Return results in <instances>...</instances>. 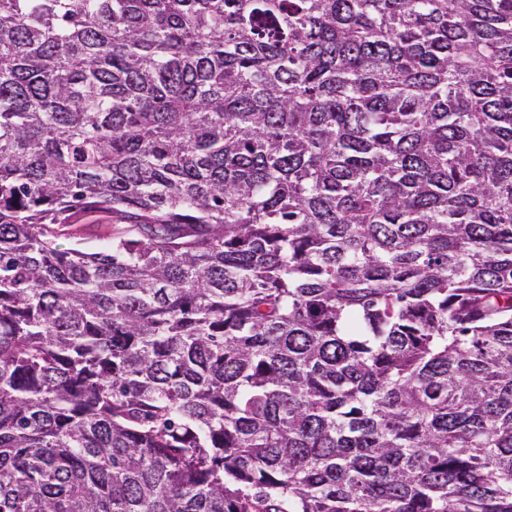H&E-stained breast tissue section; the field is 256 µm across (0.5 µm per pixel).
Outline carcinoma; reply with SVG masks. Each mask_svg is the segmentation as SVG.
<instances>
[{
    "label": "carcinoma",
    "instance_id": "carcinoma-1",
    "mask_svg": "<svg viewBox=\"0 0 512 512\" xmlns=\"http://www.w3.org/2000/svg\"><path fill=\"white\" fill-rule=\"evenodd\" d=\"M0 512H512V0H0Z\"/></svg>",
    "mask_w": 512,
    "mask_h": 512
}]
</instances>
